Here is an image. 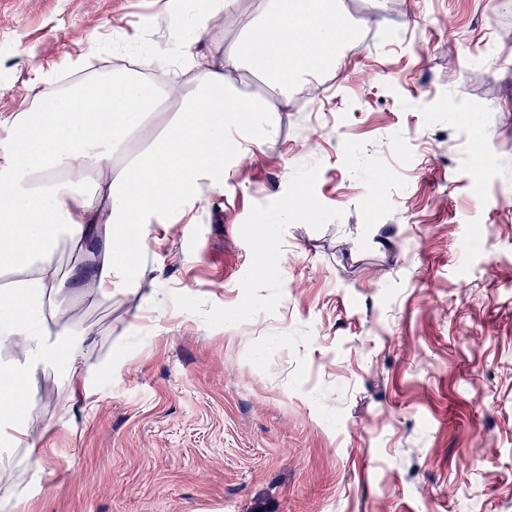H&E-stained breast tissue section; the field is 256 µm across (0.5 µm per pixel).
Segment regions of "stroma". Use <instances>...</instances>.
Listing matches in <instances>:
<instances>
[{
  "label": "stroma",
  "mask_w": 512,
  "mask_h": 512,
  "mask_svg": "<svg viewBox=\"0 0 512 512\" xmlns=\"http://www.w3.org/2000/svg\"><path fill=\"white\" fill-rule=\"evenodd\" d=\"M346 7L335 68L225 192L112 300L72 295L112 368L87 398L29 381L46 453L0 443L16 512H512V0ZM169 9L0 0V113L64 53L113 70L112 37L165 42ZM303 195L315 218L287 212Z\"/></svg>",
  "instance_id": "35a3bbf8"
}]
</instances>
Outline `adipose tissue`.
Here are the masks:
<instances>
[{
	"instance_id": "obj_1",
	"label": "adipose tissue",
	"mask_w": 512,
	"mask_h": 512,
	"mask_svg": "<svg viewBox=\"0 0 512 512\" xmlns=\"http://www.w3.org/2000/svg\"><path fill=\"white\" fill-rule=\"evenodd\" d=\"M240 0H175L169 46L147 65L169 83L121 69L42 96L2 116L0 152V339L18 358L0 362V441L41 458L33 403L21 402L30 378L65 365L71 390L89 393L96 374L74 333L69 290L111 300L156 240L155 225L185 224L207 193L223 191L224 159H244L240 141L270 138L267 98L237 88L241 72L264 78L287 97L301 75L335 65L345 0H266L238 39L203 54L212 24ZM193 82H182L187 72ZM74 260L62 268L57 253Z\"/></svg>"
}]
</instances>
